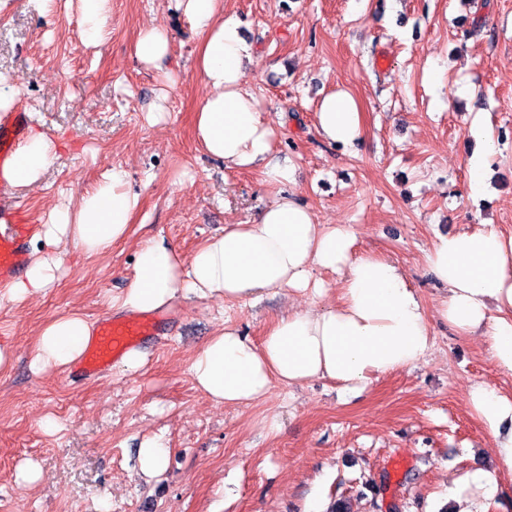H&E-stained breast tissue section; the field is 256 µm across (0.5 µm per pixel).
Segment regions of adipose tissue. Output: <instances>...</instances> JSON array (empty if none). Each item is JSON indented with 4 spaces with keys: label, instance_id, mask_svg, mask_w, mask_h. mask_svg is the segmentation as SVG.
<instances>
[{
    "label": "adipose tissue",
    "instance_id": "1",
    "mask_svg": "<svg viewBox=\"0 0 512 512\" xmlns=\"http://www.w3.org/2000/svg\"><path fill=\"white\" fill-rule=\"evenodd\" d=\"M198 38L196 69L208 92L193 114L200 151L225 168H259L273 198L248 224L225 225L188 257L157 241L139 243L134 275L113 305L135 314L171 309L182 299L256 301L287 288L306 297V307L280 316L261 340L232 324L221 327L195 350L188 373L197 389L215 403L248 406L273 385L298 387L329 379L342 391L356 392L373 378L416 365L433 345L432 318L447 322L463 336L486 338L496 366L512 374V235L487 224L477 231L438 236L425 251V263L445 296L435 314L410 284L405 269L386 256L355 252V233L347 224L318 223L312 210L288 190L295 181L292 164L269 161L272 129L261 118L245 82L244 63L252 56L244 24L224 11V0H174ZM171 50L166 25L140 29L134 42L139 61L161 67ZM318 130L330 142L353 145L363 117L345 91L325 95L318 106ZM468 190L485 189L487 167L497 150L493 133L481 125L469 131ZM57 155L54 141L29 132L0 165V185L28 191L41 185ZM142 205L123 168H113L91 188L50 210L40 238L52 251L35 253L7 290L21 302L52 288L69 248L86 256L102 254L129 237ZM317 269L337 273L335 302L316 303L323 287ZM94 324L79 312L50 318L34 337L30 368L34 374L67 371L81 358ZM467 404L493 439L500 464L512 470V399L488 384L471 385ZM498 490L489 471L474 468L453 481L458 512H484L482 499Z\"/></svg>",
    "mask_w": 512,
    "mask_h": 512
}]
</instances>
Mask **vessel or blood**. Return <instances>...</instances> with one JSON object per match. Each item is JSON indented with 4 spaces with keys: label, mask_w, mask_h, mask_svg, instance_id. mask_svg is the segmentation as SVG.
I'll list each match as a JSON object with an SVG mask.
<instances>
[{
    "label": "vessel or blood",
    "mask_w": 512,
    "mask_h": 512,
    "mask_svg": "<svg viewBox=\"0 0 512 512\" xmlns=\"http://www.w3.org/2000/svg\"><path fill=\"white\" fill-rule=\"evenodd\" d=\"M27 113L18 112L8 120H0V147L13 146L27 125ZM26 224L0 225V285L21 273L27 258ZM161 317L103 320L94 342L85 352L80 366L83 375L93 376L117 363L142 339L152 335L161 325Z\"/></svg>",
    "instance_id": "vessel-or-blood-1"
}]
</instances>
